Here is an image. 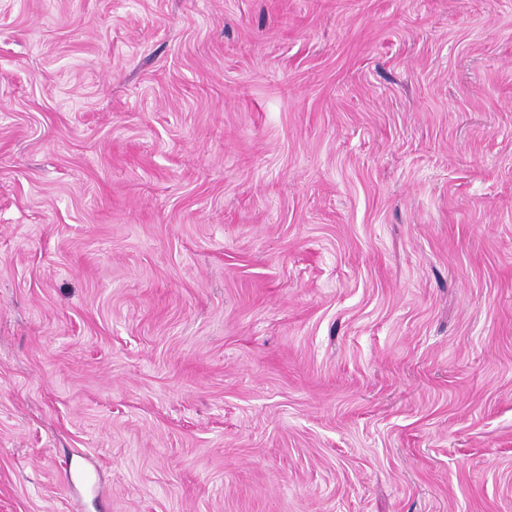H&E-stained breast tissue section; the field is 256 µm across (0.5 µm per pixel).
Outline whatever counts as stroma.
Wrapping results in <instances>:
<instances>
[{
  "instance_id": "stroma-1",
  "label": "stroma",
  "mask_w": 512,
  "mask_h": 512,
  "mask_svg": "<svg viewBox=\"0 0 512 512\" xmlns=\"http://www.w3.org/2000/svg\"><path fill=\"white\" fill-rule=\"evenodd\" d=\"M0 512H512V0H0Z\"/></svg>"
}]
</instances>
